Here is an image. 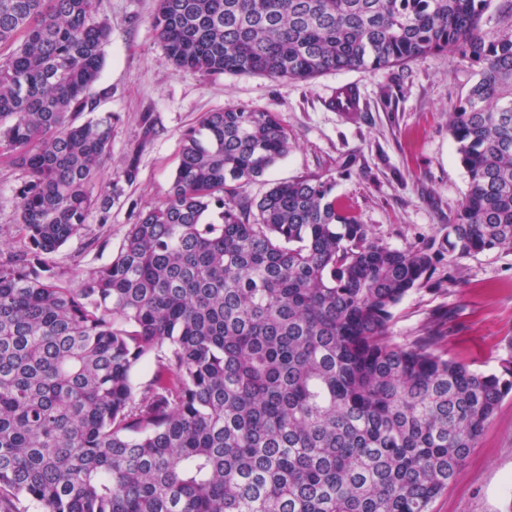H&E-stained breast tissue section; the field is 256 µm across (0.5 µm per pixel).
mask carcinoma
Masks as SVG:
<instances>
[{"mask_svg":"<svg viewBox=\"0 0 512 512\" xmlns=\"http://www.w3.org/2000/svg\"><path fill=\"white\" fill-rule=\"evenodd\" d=\"M490 2L158 0L178 72L478 67L448 114L468 193L439 249L391 247L316 176L252 198L294 138L233 106L184 134L166 199L74 284L45 256L110 217V26L99 0H0V151L27 176L28 242L0 263V512H430L512 392V355L484 373L390 335L443 258L512 252V23L485 39Z\"/></svg>","mask_w":512,"mask_h":512,"instance_id":"obj_1","label":"carcinoma"}]
</instances>
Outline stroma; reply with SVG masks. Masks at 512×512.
<instances>
[{"mask_svg": "<svg viewBox=\"0 0 512 512\" xmlns=\"http://www.w3.org/2000/svg\"><path fill=\"white\" fill-rule=\"evenodd\" d=\"M157 0H100L110 25L100 87L112 115L111 156L102 179L114 182L111 218L90 213L82 233L48 255L54 270L78 279L115 253L138 211L166 197L182 138L207 113L249 105L276 113L295 146L265 177L247 186L261 196L271 183L305 176L333 181V198L394 248L441 245L468 192L467 173L448 132V114L479 79L477 67L445 52L389 71L327 72L308 82L263 75L213 79L174 72L152 25ZM360 95L361 116L336 112L337 86ZM136 160L137 179L119 174ZM25 172L0 155V261L25 250L17 193ZM108 242L106 254L89 248ZM457 284H447L448 275ZM439 288L412 290L394 309L391 331L406 343L435 329L437 345L471 369L494 372L512 355V253L487 251L436 265ZM512 506V394L499 404L475 448L432 512H507Z\"/></svg>", "mask_w": 512, "mask_h": 512, "instance_id": "1", "label": "stroma"}]
</instances>
